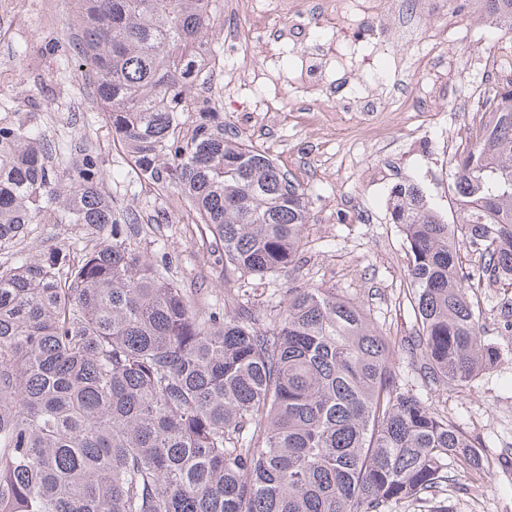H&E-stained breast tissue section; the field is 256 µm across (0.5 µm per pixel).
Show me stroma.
<instances>
[{
  "instance_id": "35a3bbf8",
  "label": "stroma",
  "mask_w": 512,
  "mask_h": 512,
  "mask_svg": "<svg viewBox=\"0 0 512 512\" xmlns=\"http://www.w3.org/2000/svg\"><path fill=\"white\" fill-rule=\"evenodd\" d=\"M477 21L473 14H454L446 21L448 56L442 69L449 89L468 79L472 50L458 33ZM78 33L74 0H0V114L17 112L41 127L53 161L74 158L84 148L96 151L113 206L134 216L127 226L131 244L165 265L196 309L207 311L223 303L225 289L239 288L252 311L266 314L286 299L289 287L320 286L362 304L371 320L391 335L406 340L414 336L415 313L403 291L408 280L405 241L391 220V189L416 184L445 222L460 223L452 159L466 145L477 115L456 111L440 124L433 113H426V136L415 144L405 133V113H398L384 149L346 113H337L328 124L293 111L288 83L301 56L316 42L335 41L355 68L349 84L333 86L339 97L364 82L397 80L392 61L412 55V48L396 43L385 31L355 43L348 31L326 28L273 44L271 64L265 61L264 49H243L237 67L267 68L284 104L276 125L267 128L249 117L251 94L223 93L225 132L266 151L302 185L310 221L303 227L304 251L290 271L228 282L221 249L205 225L197 223L182 195L138 178L130 156L113 142L92 82L79 71L77 61L63 63L50 51L48 40L73 44ZM86 243L80 225L32 224L16 246L0 250V264L55 249L77 259ZM478 302L486 338L501 356L464 392L426 386L408 350L400 351L396 368L409 389L443 410L476 445L481 466L467 470L449 460L446 479L433 499L412 507L393 503L387 512H512V329L505 327L512 322V288L483 289Z\"/></svg>"
}]
</instances>
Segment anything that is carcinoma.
<instances>
[{
  "instance_id": "cac0c4a2",
  "label": "carcinoma",
  "mask_w": 512,
  "mask_h": 512,
  "mask_svg": "<svg viewBox=\"0 0 512 512\" xmlns=\"http://www.w3.org/2000/svg\"><path fill=\"white\" fill-rule=\"evenodd\" d=\"M210 0H76L79 56L140 177L174 187L224 254V277L288 269L305 191L192 92ZM512 20V0H485ZM455 158L460 224L398 188L410 347L459 392L491 368L473 297L512 280V76ZM38 129L0 121V248L29 224L93 242L0 264V512H385L477 469L475 446L405 387L401 350L364 307L316 286L260 316L240 294L200 314L128 243L98 155L51 165ZM476 245L481 270L460 262Z\"/></svg>"
}]
</instances>
